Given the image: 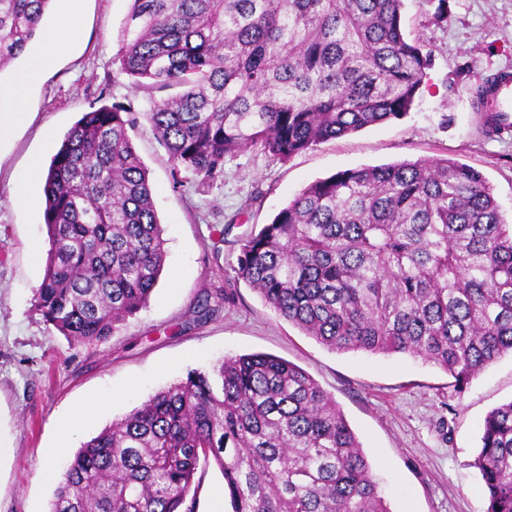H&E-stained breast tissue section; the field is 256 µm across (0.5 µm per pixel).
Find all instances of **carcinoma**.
I'll use <instances>...</instances> for the list:
<instances>
[{
  "label": "carcinoma",
  "instance_id": "obj_1",
  "mask_svg": "<svg viewBox=\"0 0 512 512\" xmlns=\"http://www.w3.org/2000/svg\"><path fill=\"white\" fill-rule=\"evenodd\" d=\"M404 0H132L116 56L151 90L145 119L174 178L224 179L244 149L285 161L401 120L431 52L407 39ZM51 0H0V70ZM474 91L483 132L509 134ZM136 113L90 104L47 168L48 249L34 309L93 344L147 307L167 240L129 130ZM237 279L330 350L404 354L461 390L512 353V224L478 170L451 158L340 171L239 240ZM230 293L205 290L199 320ZM224 476L229 512H389L333 397L268 354L190 371L83 444L51 512H195L200 464ZM474 466L487 512H512V400L488 412Z\"/></svg>",
  "mask_w": 512,
  "mask_h": 512
}]
</instances>
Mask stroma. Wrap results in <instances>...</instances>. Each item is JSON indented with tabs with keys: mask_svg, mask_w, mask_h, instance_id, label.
<instances>
[{
	"mask_svg": "<svg viewBox=\"0 0 512 512\" xmlns=\"http://www.w3.org/2000/svg\"><path fill=\"white\" fill-rule=\"evenodd\" d=\"M404 0L410 40L432 51L406 117L323 142L281 161L246 149L227 158L223 181L176 185L168 153L147 121L131 137L149 170L168 255L150 304L102 343L71 342L34 311L43 276L31 246L44 241L41 211L11 194L31 157L50 160L90 103L141 112L148 95L114 57L131 0H83L84 31L30 84V124L0 148V512H50L55 423L75 408H105L73 437L81 446L188 372L224 357L266 353L298 365L330 392L372 465L389 512H486L474 465L488 411L512 400V356L457 389L439 367L398 354L332 351L279 318L237 279V241L269 223L303 187L337 172L401 160L449 157L480 171L504 219H512V138L486 136L472 89L512 71V0ZM223 239H216V231ZM235 289L233 303L196 325L202 287Z\"/></svg>",
	"mask_w": 512,
	"mask_h": 512,
	"instance_id": "obj_1",
	"label": "stroma"
}]
</instances>
